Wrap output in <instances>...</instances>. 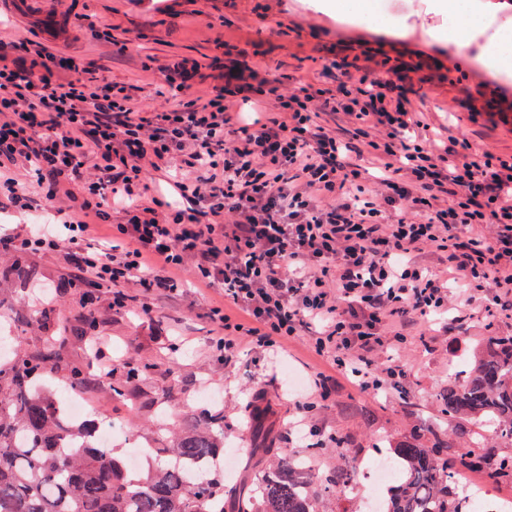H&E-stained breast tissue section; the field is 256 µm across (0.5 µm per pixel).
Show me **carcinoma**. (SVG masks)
Segmentation results:
<instances>
[{
  "mask_svg": "<svg viewBox=\"0 0 512 512\" xmlns=\"http://www.w3.org/2000/svg\"><path fill=\"white\" fill-rule=\"evenodd\" d=\"M54 347L35 354L3 353L0 345V512H317L311 491L296 477L288 453L270 446L264 418L248 415L247 432L263 456L268 476L245 495L209 476L224 447V410L197 414L188 430H170L169 460L133 478L100 446L96 423L70 422L40 378L48 363L68 351V329L57 328ZM138 364L112 386L119 399L137 397ZM442 411L479 444L492 435L512 442V336H488L475 351L466 379L448 383ZM390 461L400 476L388 489L381 512H465L448 471L414 437L392 445ZM464 468L482 467L497 478L512 459L488 453L458 455Z\"/></svg>",
  "mask_w": 512,
  "mask_h": 512,
  "instance_id": "obj_1",
  "label": "carcinoma"
}]
</instances>
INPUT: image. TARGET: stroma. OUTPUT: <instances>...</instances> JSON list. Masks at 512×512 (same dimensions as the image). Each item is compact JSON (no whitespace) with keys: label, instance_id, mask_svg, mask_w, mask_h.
I'll return each mask as SVG.
<instances>
[{"label":"stroma","instance_id":"stroma-1","mask_svg":"<svg viewBox=\"0 0 512 512\" xmlns=\"http://www.w3.org/2000/svg\"><path fill=\"white\" fill-rule=\"evenodd\" d=\"M430 3L398 0L396 13L371 11L354 17L327 12L322 0H209L205 6L199 0H0V19L10 24L15 38L47 44L59 55L81 61L91 73L125 83L136 98L157 106L166 103L154 71L158 58L172 64H200L194 83L201 90L221 84L224 66L232 60L263 67L279 78L315 75L330 87L336 83L335 74L318 73L316 61L367 53L382 69L417 65L426 79L418 110L432 113L439 124L448 102H456L462 107L460 127L475 146L511 153L512 125L486 112L485 106L497 87L512 101V72L493 74L475 63L476 46L487 41L479 29L480 18H471L467 26L470 49L441 41L440 32L457 20L434 14ZM277 20L283 27L275 33L270 26ZM107 23L113 25L116 37L136 36V47L118 52L103 34ZM419 49L428 52V60L418 61ZM456 62L461 65L457 71L452 68ZM23 270L21 290L13 294V302L39 308L44 294L56 295L57 314L77 335L63 359L53 362L52 374L44 376L45 386L63 395L58 377L68 368H79L86 376L79 394L87 417L108 415L114 433L112 450L121 459L136 444L146 442L154 424L182 426L209 405L210 393L216 392L224 409V450L240 454L237 469L225 476L224 483L254 488L264 466L243 453L249 437L242 387L259 382L278 397L288 385L289 372L306 377L328 367L327 359L296 339L288 342L279 358L248 350L235 367L224 368L207 351L208 324L202 317L206 306L223 304L224 299L190 283L174 301L147 316L138 310H108L107 290L92 294L74 286L65 254L27 257ZM495 294L492 288L483 292L448 335L433 329L422 337H408L402 362L406 376L398 386L369 394L338 377L332 400L311 412L312 425L345 436L353 450L351 463L362 471L387 455L392 442L411 436L428 447L442 438L452 451H459L467 440L449 427L440 394L450 380H464L475 349L486 337L512 336V311L494 305ZM92 308L108 311L99 330L111 356L133 353L138 361L153 365L139 383L136 405L113 401L111 381L99 378L85 351L79 334L85 328L83 316ZM173 358L180 363V382L171 389L166 369ZM295 413L294 402L280 400L275 418L266 426L277 446L292 456L312 458L313 470L302 472L301 478L313 487L319 512H364L366 485L354 482L335 493L326 490L327 479L335 477L342 459L335 447L313 448L307 434L289 433L288 421Z\"/></svg>","mask_w":512,"mask_h":512}]
</instances>
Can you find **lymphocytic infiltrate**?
<instances>
[{
    "label": "lymphocytic infiltrate",
    "instance_id": "f902f5d3",
    "mask_svg": "<svg viewBox=\"0 0 512 512\" xmlns=\"http://www.w3.org/2000/svg\"><path fill=\"white\" fill-rule=\"evenodd\" d=\"M322 68L335 87L302 76L283 89L237 64L201 93L191 72L160 63L171 94L158 110L0 32V198L19 215L43 201L52 217L0 233V253H66L75 285L146 315L192 270L224 293L206 313L224 365L303 337L362 391L396 385L407 332L394 317L437 314L448 331L481 292L512 299V155L443 138L407 70ZM258 95L262 116L245 117ZM109 212L102 239L94 219Z\"/></svg>",
    "mask_w": 512,
    "mask_h": 512
}]
</instances>
